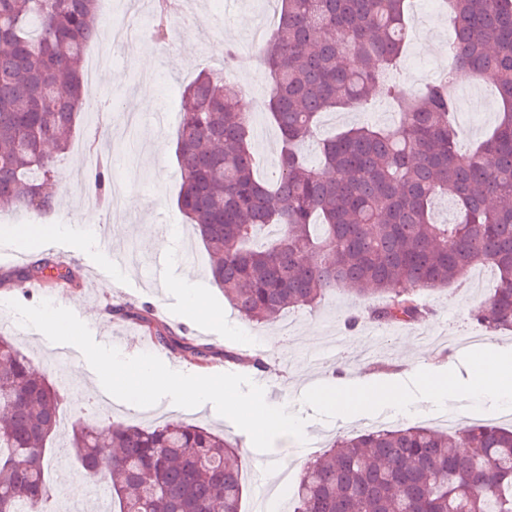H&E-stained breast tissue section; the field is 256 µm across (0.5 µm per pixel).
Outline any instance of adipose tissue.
<instances>
[{"label": "adipose tissue", "instance_id": "adipose-tissue-1", "mask_svg": "<svg viewBox=\"0 0 512 512\" xmlns=\"http://www.w3.org/2000/svg\"><path fill=\"white\" fill-rule=\"evenodd\" d=\"M474 362L469 384L471 395L497 404L512 401V353L491 343L475 356ZM309 395L321 403H336L349 411L387 404L402 410L408 406V398L400 389L376 382L348 387L342 379L331 378L311 388Z\"/></svg>", "mask_w": 512, "mask_h": 512}]
</instances>
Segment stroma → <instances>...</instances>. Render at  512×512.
<instances>
[{
    "label": "stroma",
    "instance_id": "35a3bbf8",
    "mask_svg": "<svg viewBox=\"0 0 512 512\" xmlns=\"http://www.w3.org/2000/svg\"><path fill=\"white\" fill-rule=\"evenodd\" d=\"M268 11V0H188L185 14L174 23L176 35L170 48L151 49L155 70L148 79L154 84L155 97L146 108L139 105V90L147 78L135 65L134 49L151 48L149 39L129 41L116 50L111 67L99 74L95 93L117 99L121 108L102 113L96 120L84 116L82 125L77 126L72 139L74 148L60 162L64 188L57 195L50 218L54 233L31 232L29 225L10 223L8 212H0V275L12 278L14 271L26 267L35 257H49L75 269L79 285L63 292L54 287L31 291L12 278L11 283L0 287V304L15 300L31 306L51 300L71 309L86 324H97L105 334L124 337L120 351L127 357L140 353L138 328L113 316L110 308L123 303L150 305L156 319L188 342L215 349L214 356L202 363L189 354L163 350L161 359L169 368L192 375H261L267 403L302 416L312 441L297 443L283 436L263 453L254 449L246 432L220 416L209 403L193 409H175L166 398L149 408H133L114 398L97 402L103 388L86 359L60 364L38 330L13 319L8 332L34 366L53 381L62 374L67 377L61 424L50 454L52 468L65 474L64 483L53 489L57 512L67 507L99 512L98 495L106 491L107 484L84 475L68 440L72 426L90 422L102 427L120 421L149 428L163 420L179 419L228 435L246 457L241 474L245 485L241 512H253L260 500L264 501L266 512H279L283 501L293 500L295 490L291 487L263 497L262 488L267 481L261 473L267 461L301 471L310 458L343 435L398 425L433 428L437 417L450 409L463 425L493 423L512 427V404L494 407L488 401L466 397L471 357L456 345L459 337L481 332L471 321L470 312L496 284L490 268L474 269L464 286H443L430 292L425 298L429 314L409 327L377 325L366 320L355 329H348L345 320L351 311L375 304L376 299L341 287L315 308H299L276 324L260 325L241 318L221 289L211 283L206 249L176 205L180 176L175 128L158 127L152 117L158 112L179 111L186 86L200 72H218L217 62L224 57L225 43L244 48L258 15ZM450 33L446 13L436 7L425 12L416 37L405 45L398 68L400 78L412 79V64L433 58ZM233 81L251 104L254 151L260 172H267L275 159L278 138L263 106L255 101L257 94L267 91L264 71L255 62L237 68ZM92 123L115 128V136L100 137L97 149L112 159L114 184L126 187L128 197L139 202L138 207H126L124 217L113 222L107 221L106 208L90 203L88 197L90 159L80 153L79 147L84 143L86 125ZM102 234L111 237V245L99 243ZM163 251L170 258L169 279H187L190 291L202 294L223 311V320L197 319L190 312L184 293L158 287L152 277L151 261ZM116 253L121 254V261H113ZM484 335L503 351L512 350V331H489ZM258 356L268 363L267 372H258L254 366ZM412 358L421 359L436 374L454 378L457 399L428 401L422 377L414 375L406 365ZM337 375L352 384L379 380L397 385L405 391L409 409L400 412L383 406L347 416L304 398L305 388Z\"/></svg>",
    "mask_w": 512,
    "mask_h": 512
}]
</instances>
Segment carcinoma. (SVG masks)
I'll return each instance as SVG.
<instances>
[{"label":"carcinoma","instance_id":"carcinoma-1","mask_svg":"<svg viewBox=\"0 0 512 512\" xmlns=\"http://www.w3.org/2000/svg\"><path fill=\"white\" fill-rule=\"evenodd\" d=\"M155 41L169 40L166 0H154ZM449 10L459 69L490 73L503 112L489 134L464 144L450 88L453 69L420 92L387 77L409 36L408 0H281L279 22L259 60L264 107L279 145L267 180L256 177L252 113L224 76L200 74L183 93L176 129L177 207L199 232L210 274L246 320L276 322L314 307L337 286L383 301L378 323H412L420 294L498 275L471 311L489 330H512V0H441ZM97 0H0V211L55 206L58 166L80 119L87 48L99 36ZM71 88L69 97L59 87ZM397 107L392 128L356 125L303 154L324 114L361 112L372 94ZM91 195L111 203V163L89 171ZM453 217L437 223L436 197ZM47 258L19 279L73 282ZM158 344L207 360L151 318L120 304ZM53 383L0 333V512H51L46 445L60 426ZM85 474L111 461L112 512H241L242 463L222 434L181 420L153 428L114 423L73 429ZM293 512H512V429L473 423L454 432L397 426L341 437L304 465Z\"/></svg>","mask_w":512,"mask_h":512}]
</instances>
